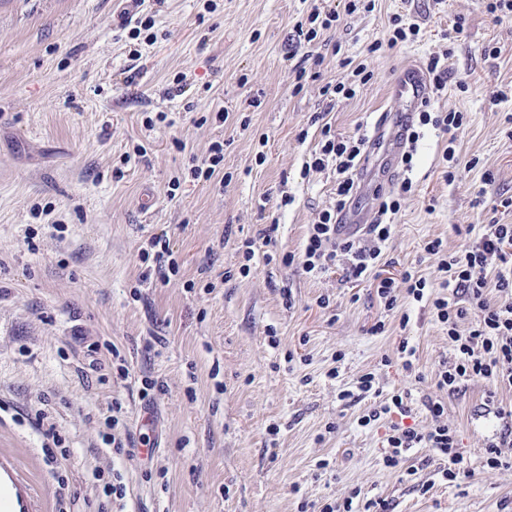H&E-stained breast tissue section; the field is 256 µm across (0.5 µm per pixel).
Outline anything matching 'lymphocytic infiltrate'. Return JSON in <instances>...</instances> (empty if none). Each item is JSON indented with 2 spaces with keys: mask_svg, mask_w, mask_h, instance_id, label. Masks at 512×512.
I'll return each instance as SVG.
<instances>
[{
  "mask_svg": "<svg viewBox=\"0 0 512 512\" xmlns=\"http://www.w3.org/2000/svg\"><path fill=\"white\" fill-rule=\"evenodd\" d=\"M466 121L464 113H433L424 103L415 111L416 128L408 140L411 147L417 144L424 126L447 136L450 148L444 153L446 176L452 180L459 164L452 145ZM321 133L320 147L303 163L301 173L306 176L313 170L334 169L336 203L309 226L302 252L284 254L283 261L317 275L335 266L342 254L349 262L350 277L361 281L371 275L380 260L412 181L402 179L394 190L377 188L373 221L359 233H341L342 216L358 198V172L381 143L360 131L345 137L336 135L328 124L323 125ZM424 250L438 259L440 283H433L412 268L405 270L401 282L413 300H430L438 321L448 329L453 355L439 363L438 388L453 394L459 392L462 383L476 380L488 383L495 392L512 391V224L481 225L472 242L458 251L446 250L439 238L427 241ZM425 408L435 421L428 431L391 422L382 456L384 467L398 468L405 451L426 448L441 462L438 473L442 481L453 483L470 477L456 429L441 421L444 402L431 399Z\"/></svg>",
  "mask_w": 512,
  "mask_h": 512,
  "instance_id": "lymphocytic-infiltrate-1",
  "label": "lymphocytic infiltrate"
}]
</instances>
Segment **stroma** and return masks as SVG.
<instances>
[{"label": "stroma", "mask_w": 512, "mask_h": 512, "mask_svg": "<svg viewBox=\"0 0 512 512\" xmlns=\"http://www.w3.org/2000/svg\"><path fill=\"white\" fill-rule=\"evenodd\" d=\"M347 3L332 0L340 19L310 49L338 44L373 77L330 111L321 87L340 77L337 60L297 93L288 58L315 0H145L155 41L137 58L116 28L122 0H0V455L38 512H98L108 472L126 487L124 512H302L356 490L388 512H502L512 501V469L482 467L512 392L438 388L437 365L453 349L430 302L403 296L386 311L374 279L347 278L343 256L315 277L281 262L336 202L333 170L301 174L321 140L312 116L347 136L377 113L406 111L399 73L445 51L453 74L431 109L468 115L460 173L447 181L448 142L423 129L413 188L374 272L397 281L414 264L438 279L428 240L456 251L467 225L512 224L502 205L512 197V99L493 101L512 83V20L493 22L482 0H376L352 14ZM406 14L421 25L416 42L368 53ZM459 20L467 38L449 44ZM220 110L226 123L214 120ZM160 112L168 123L147 127ZM216 141L220 186L190 173ZM268 227L273 261L241 275L245 242ZM153 239L179 264L169 281L140 259ZM380 320L384 332L372 333ZM404 340L417 349L411 373ZM369 372L379 396L341 399ZM403 391L405 423L420 430L434 424L425 401H444L470 477L436 480L426 448L403 465L420 469L429 492L383 466L389 420L358 419ZM116 405L130 437L119 454L102 440ZM55 434L66 454L49 465Z\"/></svg>", "instance_id": "stroma-1"}]
</instances>
